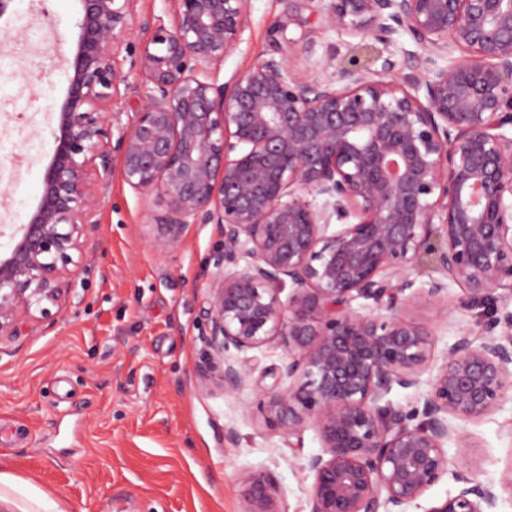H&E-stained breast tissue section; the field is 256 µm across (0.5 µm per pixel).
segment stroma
<instances>
[{
    "instance_id": "1",
    "label": "stroma",
    "mask_w": 512,
    "mask_h": 512,
    "mask_svg": "<svg viewBox=\"0 0 512 512\" xmlns=\"http://www.w3.org/2000/svg\"><path fill=\"white\" fill-rule=\"evenodd\" d=\"M326 4L251 0L221 81L261 55L295 59L302 42L346 54L354 40L325 23ZM14 7V27L51 26L57 37L39 52L0 29V226L26 222L39 200L81 16L79 0ZM157 210L153 196L113 172L99 244L82 258L61 315L0 349V503L14 512H241L237 474L255 470L276 478L283 512H310L314 477L303 465L321 451L316 431L281 436L266 424L255 387L234 395L195 388L209 258L221 236L216 225L192 224L161 254L150 243ZM484 313L452 283L442 301L407 317L431 333L434 367L456 324L481 336ZM462 429L474 447L466 454L449 442L450 466L474 460L499 512H512V398Z\"/></svg>"
}]
</instances>
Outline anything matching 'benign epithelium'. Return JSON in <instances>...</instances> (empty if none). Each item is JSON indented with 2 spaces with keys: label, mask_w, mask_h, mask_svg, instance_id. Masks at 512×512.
<instances>
[{
  "label": "benign epithelium",
  "mask_w": 512,
  "mask_h": 512,
  "mask_svg": "<svg viewBox=\"0 0 512 512\" xmlns=\"http://www.w3.org/2000/svg\"><path fill=\"white\" fill-rule=\"evenodd\" d=\"M79 2L40 200L0 257V345L60 314L117 166L162 207L161 252L191 224L219 226L196 387L236 394L251 372L235 354L281 349L261 407L282 436H319L311 512H497L492 487L449 469L444 448L468 447L453 421L512 395V0H329L331 26L382 44L405 32L416 50L378 69L331 51L325 77L259 58L222 83L250 0H168L169 26L140 0ZM138 28L151 36L137 44ZM139 91L140 109L114 126L113 100ZM424 262L489 305L485 336L458 327L425 382L431 334L405 312L447 284L415 287ZM423 382L421 404L387 400ZM448 474L454 491L422 508ZM238 485L242 512H282L272 474L245 470Z\"/></svg>",
  "instance_id": "benign-epithelium-1"
}]
</instances>
